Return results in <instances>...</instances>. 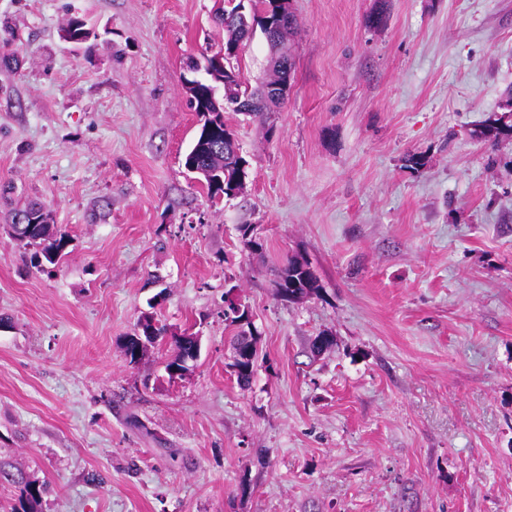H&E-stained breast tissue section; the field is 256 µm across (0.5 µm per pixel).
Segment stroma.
Here are the masks:
<instances>
[{
  "label": "stroma",
  "mask_w": 512,
  "mask_h": 512,
  "mask_svg": "<svg viewBox=\"0 0 512 512\" xmlns=\"http://www.w3.org/2000/svg\"><path fill=\"white\" fill-rule=\"evenodd\" d=\"M216 7L0 0V512L17 474L34 512H512V138L478 135L512 97V0H291L288 101L225 112L248 166L220 201L183 165ZM271 56L255 32L249 87ZM33 202L69 235L43 272L4 226ZM296 255L319 289L288 302ZM148 310L200 339L181 379L168 341L124 354ZM255 336H242L241 344H238L233 349V363L231 370L235 373L236 376L239 374H248L250 371L254 368L255 365V344H254V338ZM241 355H244L245 357H241ZM250 359L251 364L248 367H243L239 365V362L246 361L247 359ZM256 367L252 371V376H254Z\"/></svg>",
  "instance_id": "obj_1"
}]
</instances>
